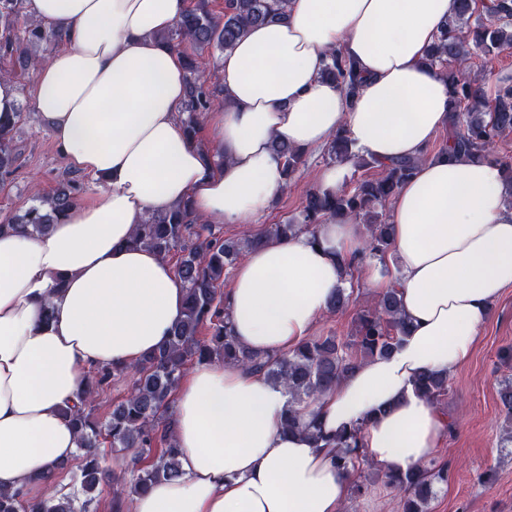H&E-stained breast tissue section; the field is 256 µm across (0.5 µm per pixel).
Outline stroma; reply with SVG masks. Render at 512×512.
Wrapping results in <instances>:
<instances>
[{"label":"stroma","mask_w":512,"mask_h":512,"mask_svg":"<svg viewBox=\"0 0 512 512\" xmlns=\"http://www.w3.org/2000/svg\"><path fill=\"white\" fill-rule=\"evenodd\" d=\"M0 69L16 71L15 83L23 106L13 131L15 171L6 181H0V218L24 212L36 194L50 195L69 183L77 200L93 198L98 191L97 180L68 165L49 129L36 116V73L22 70L14 56L0 58ZM326 165L324 150L306 154L303 165L267 211L248 224L222 225L224 236L238 239L298 217L302 200L309 189L318 186V174ZM375 300L367 272H360L354 279L349 307L339 313L322 314L315 335L349 336L360 307ZM508 346H512V287L492 304L469 363L449 376L448 393L438 405L441 413L453 419L454 426L434 453L436 460L447 463L449 477L447 483L437 486L431 512H512V444L503 439L505 413L499 399L500 383L512 372L499 360L500 350ZM486 471L493 472V481L479 482V474Z\"/></svg>","instance_id":"35a3bbf8"}]
</instances>
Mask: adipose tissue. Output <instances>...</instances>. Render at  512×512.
Returning <instances> with one entry per match:
<instances>
[{"instance_id":"ef3b65f1","label":"adipose tissue","mask_w":512,"mask_h":512,"mask_svg":"<svg viewBox=\"0 0 512 512\" xmlns=\"http://www.w3.org/2000/svg\"><path fill=\"white\" fill-rule=\"evenodd\" d=\"M24 7L65 35L37 70L36 113L67 163L101 185L45 235L0 230V488L43 497L76 452L62 411L79 405L89 372L136 365L181 318L185 288L170 260L129 246L135 225L185 200L207 223H246L285 187L273 140L308 152L340 129L376 163L416 162L390 203L396 261L370 276L377 291L397 287L408 335L295 406L263 374L194 366L174 395L180 475L135 496L132 512H340L348 482L338 450L284 433L290 410L328 436L362 424L367 457L385 469L427 461L447 419L413 382L463 368L491 303L512 287L500 167L430 150L454 101L424 59L456 0H288L284 19L224 53L208 152L179 119L183 60L156 39L187 0ZM334 50L361 73L355 96L321 77ZM363 244V225L347 217L248 251L227 292L233 335L259 354L298 347L344 285L339 260Z\"/></svg>"}]
</instances>
